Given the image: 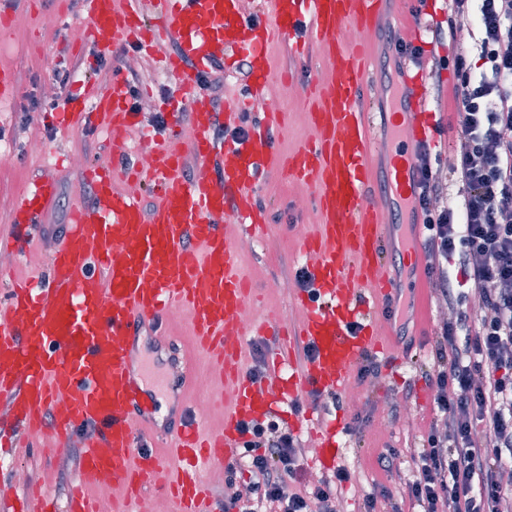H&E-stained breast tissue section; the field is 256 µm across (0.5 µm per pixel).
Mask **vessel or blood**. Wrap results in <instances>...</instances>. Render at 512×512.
Masks as SVG:
<instances>
[{
    "mask_svg": "<svg viewBox=\"0 0 512 512\" xmlns=\"http://www.w3.org/2000/svg\"><path fill=\"white\" fill-rule=\"evenodd\" d=\"M387 3L261 0V15L253 18L242 11L240 0H86L85 37L108 29L113 44L146 51L173 43L176 51L166 58V67L189 88L202 67L220 64L229 75L244 60L247 93L261 100L271 80L270 46L302 18L310 42L328 55L334 73L304 102L315 141L285 160L276 155L271 134L278 112L259 113L243 141L221 143L213 136L216 121L240 127L243 108L228 99L217 113L208 97H197L191 124L198 169L193 177L183 176L178 140L157 150L158 202L151 214H144L135 196L114 189L109 171L91 170L93 198L74 203L47 277L36 285L12 284L0 299V403L8 408L0 442L17 432L50 430L61 451L79 426H97L81 454L82 473L132 488L155 467L148 457L139 467L129 465L136 435L149 440L155 435L153 401L140 386L145 369L134 345L142 331L161 333L168 311L186 305L232 407L219 434L202 436L181 409L165 437L175 452L192 453L200 466L176 485L180 512H211L200 471L213 461L228 467L238 462L241 423L276 415L281 402L305 392L340 393L356 365L380 349L379 307L373 299L409 289L390 276L388 219L397 215L407 235L419 240L422 227L411 219L416 151L436 137L435 115L424 109V76L405 73L393 86L391 111L382 117L399 144L386 171L391 207L383 209L370 192L376 142L365 108L372 80L366 45ZM347 26L356 38H337ZM130 98L125 71L113 68L90 102L70 99L59 124L84 127L93 118L107 119L113 154L121 156L124 136L137 123ZM275 166L313 188L311 205L319 220L303 244L317 257L313 291L300 299L304 318L293 335L274 319L251 331L281 337L275 363L290 360L299 342L313 346L315 355L288 378L273 375L258 386L240 367L246 331L231 315L250 300L251 290L235 270L238 243L225 236L224 221L234 217L252 236L264 231L266 210L257 189ZM56 191L55 182L45 180L23 194L12 217L15 249L35 233ZM343 426L339 419L321 427L323 469L336 465V437Z\"/></svg>",
    "mask_w": 512,
    "mask_h": 512,
    "instance_id": "obj_1",
    "label": "vessel or blood"
}]
</instances>
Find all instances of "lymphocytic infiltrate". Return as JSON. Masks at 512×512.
<instances>
[{
  "instance_id": "lymphocytic-infiltrate-1",
  "label": "lymphocytic infiltrate",
  "mask_w": 512,
  "mask_h": 512,
  "mask_svg": "<svg viewBox=\"0 0 512 512\" xmlns=\"http://www.w3.org/2000/svg\"><path fill=\"white\" fill-rule=\"evenodd\" d=\"M463 28L469 45L430 62L432 72L455 75L452 86L436 84L435 97L454 114L437 134L451 148L449 177L460 203H445L441 165L427 145L417 156L414 201L423 216L424 271L448 311L423 372L448 429L424 437L408 471L396 450L378 455V468L398 476L397 490L381 495L391 512H403L405 502L418 512H512V483L502 475L512 465V0H448V25L434 29V39L456 40ZM473 54L481 71L469 63ZM457 251L467 259L460 288L444 266ZM469 297L475 305L468 309ZM241 430L250 436L242 450L248 490L239 492L228 471L224 512H314L350 479L340 468L308 487L291 430L273 420ZM378 498L366 495L364 512H376Z\"/></svg>"
}]
</instances>
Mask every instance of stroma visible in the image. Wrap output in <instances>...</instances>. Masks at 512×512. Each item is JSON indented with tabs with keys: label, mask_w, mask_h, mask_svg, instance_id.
<instances>
[{
	"label": "stroma",
	"mask_w": 512,
	"mask_h": 512,
	"mask_svg": "<svg viewBox=\"0 0 512 512\" xmlns=\"http://www.w3.org/2000/svg\"><path fill=\"white\" fill-rule=\"evenodd\" d=\"M9 22L0 32V67L12 70L19 98L7 102L0 110L6 130L5 140L17 138L42 139L44 149L38 153L21 155L10 169H0V241L7 238L10 218L26 187L53 179L57 194L44 211L42 226L36 232L26 251L7 252L0 244V255L9 254L13 264L0 268V292L5 291L16 280H27L45 274L48 257L56 243L54 229L70 222L72 204L77 198H89L90 187L81 171L70 169L71 154H83L87 164L109 168L114 161L109 131L97 124L92 130L82 128L61 129L56 127L50 108L39 106L29 115H22L18 101L29 97L42 99L46 87L52 86V71L58 61H65L71 72L69 84L59 90V98H67L83 92L92 83L95 69H111L113 63L125 62L127 57L137 56V49L122 53L121 49L102 46L96 40L73 45L67 39L69 28L83 26L88 22L84 0H0ZM53 18L57 23L54 41H47L43 32L44 18ZM383 22L394 30L397 37L407 41H422L432 44L435 50H448L445 40H433L430 30L439 21L432 16L414 20L411 14L388 11ZM273 80L287 83L288 93L280 103L284 114L283 125L272 134L278 156H288L313 142L316 131L307 113L302 110L307 89L324 80L328 70L325 57L318 50L296 51L294 42L281 40L270 49ZM140 101L150 103L153 111L165 117L180 113L188 95L174 76H163L159 82H139ZM309 184L290 179L280 170H272L263 184L260 194L269 212L290 209L292 200L299 195H311ZM293 226L267 225L265 231L252 238V251L240 252L238 267L254 290L253 300L257 321L267 319L286 320L289 327H296L303 312L295 299L300 293L293 279L295 272L304 266L303 242L306 235L315 234L317 216L314 210L293 212ZM307 226L306 233H299L296 222ZM291 280L288 290L275 289L279 280ZM414 307L409 333L414 334L411 356H403L397 347L393 331L388 324H380L379 333L384 348L377 352L380 373L373 382L360 385L349 380V388L358 389L362 396L360 412L364 422L359 432L343 433L339 436L341 448L340 464L349 467L352 478L344 483L338 499L339 512H363L362 499L366 492L391 486L392 476L375 465L377 454L389 448L400 451L403 458L421 449L422 437L431 428L442 427L431 402V391L420 370L430 355L433 330L439 320V302L428 284L415 286ZM141 347L145 354L159 352L162 364L153 368L145 379L146 387L155 396L154 417L166 415L169 399L162 382L175 376L178 367L190 369L208 366L209 358L200 349L190 329V313L179 309L178 317L167 320L163 336H144ZM413 386L416 397L407 413L392 417L394 398L400 397L405 386ZM179 402L186 407L192 419L207 431L220 430L224 425V414L230 401H219L215 390L200 391L193 381H184L178 392ZM355 412L347 401H334L322 397L319 405H305L302 411L280 418V426L289 428L301 441L314 440L318 423L335 418L352 422ZM49 436L26 438L14 456L8 457L0 466V503L14 501L17 496L31 492L32 488L52 494L59 506H66L74 486H81L84 495L91 501L107 497L110 489L95 481L80 482L79 463L70 451L50 455L46 449Z\"/></svg>",
	"instance_id": "35a3bbf8"
}]
</instances>
